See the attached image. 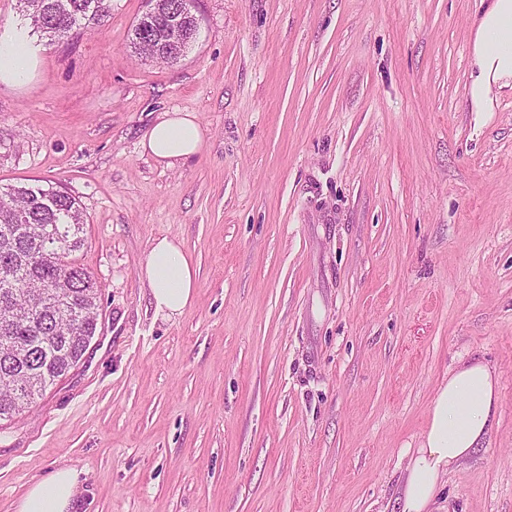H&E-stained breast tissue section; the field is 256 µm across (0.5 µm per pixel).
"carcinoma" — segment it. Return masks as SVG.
<instances>
[{"instance_id":"1","label":"carcinoma","mask_w":512,"mask_h":512,"mask_svg":"<svg viewBox=\"0 0 512 512\" xmlns=\"http://www.w3.org/2000/svg\"><path fill=\"white\" fill-rule=\"evenodd\" d=\"M111 0H20L32 26L63 38L110 16ZM197 32L194 5L160 0L142 15L130 44L140 57L180 59ZM84 214L61 191L0 189V420L35 399L77 365L98 321L100 285L76 264L86 244Z\"/></svg>"}]
</instances>
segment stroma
Segmentation results:
<instances>
[{"instance_id":"1","label":"stroma","mask_w":512,"mask_h":512,"mask_svg":"<svg viewBox=\"0 0 512 512\" xmlns=\"http://www.w3.org/2000/svg\"><path fill=\"white\" fill-rule=\"evenodd\" d=\"M147 0L48 40L0 83V186L56 188L101 286L77 366L0 421V512L60 467L73 512H399L448 371L478 355L497 421L441 512H512V92L468 109L481 0H195L174 65L129 47ZM195 113L201 151L140 142ZM180 241L194 302L156 318L139 271ZM204 131L192 112H167L141 141V150L167 166L197 154Z\"/></svg>"}]
</instances>
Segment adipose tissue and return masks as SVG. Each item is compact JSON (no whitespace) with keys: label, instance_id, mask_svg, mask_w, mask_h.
Returning a JSON list of instances; mask_svg holds the SVG:
<instances>
[{"label":"adipose tissue","instance_id":"obj_1","mask_svg":"<svg viewBox=\"0 0 512 512\" xmlns=\"http://www.w3.org/2000/svg\"><path fill=\"white\" fill-rule=\"evenodd\" d=\"M37 54L20 34L0 40V82H27ZM512 90V0H488L474 24L471 38L467 99L471 111L490 112L494 94ZM204 131L191 112H168L141 141V150L155 160L173 164L197 154ZM155 314L166 320L180 316L192 303L198 272L182 244L155 238L141 266ZM500 403L497 377L477 357L460 359L437 387L429 420L411 454L399 486L401 512H432L441 481L450 469L480 448L492 430ZM77 475L61 468L28 488L17 512H72Z\"/></svg>","mask_w":512,"mask_h":512}]
</instances>
